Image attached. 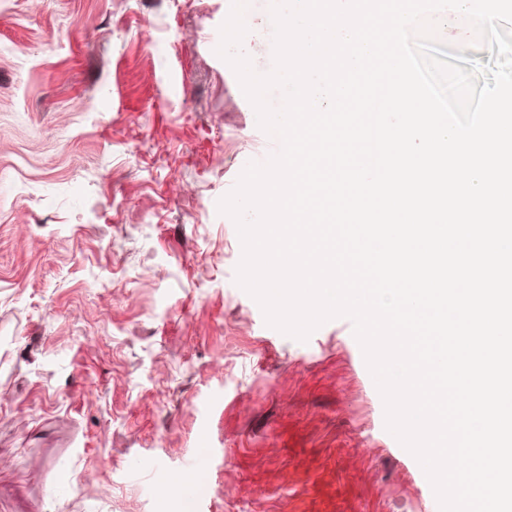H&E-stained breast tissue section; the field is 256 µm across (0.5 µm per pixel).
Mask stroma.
<instances>
[{
    "instance_id": "35a3bbf8",
    "label": "stroma",
    "mask_w": 512,
    "mask_h": 512,
    "mask_svg": "<svg viewBox=\"0 0 512 512\" xmlns=\"http://www.w3.org/2000/svg\"><path fill=\"white\" fill-rule=\"evenodd\" d=\"M271 0L240 49L274 65ZM225 0H0V512H439L353 325L276 333L217 204L263 146ZM435 40L492 56L461 17Z\"/></svg>"
}]
</instances>
